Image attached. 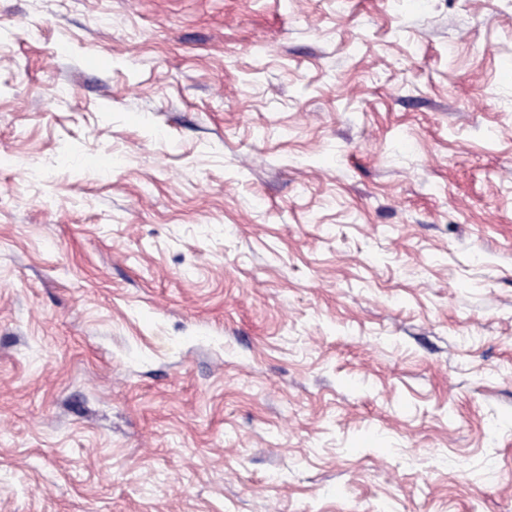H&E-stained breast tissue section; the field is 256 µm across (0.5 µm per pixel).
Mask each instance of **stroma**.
I'll list each match as a JSON object with an SVG mask.
<instances>
[{
	"label": "stroma",
	"instance_id": "stroma-1",
	"mask_svg": "<svg viewBox=\"0 0 512 512\" xmlns=\"http://www.w3.org/2000/svg\"><path fill=\"white\" fill-rule=\"evenodd\" d=\"M0 0V512H512V0Z\"/></svg>",
	"mask_w": 512,
	"mask_h": 512
}]
</instances>
